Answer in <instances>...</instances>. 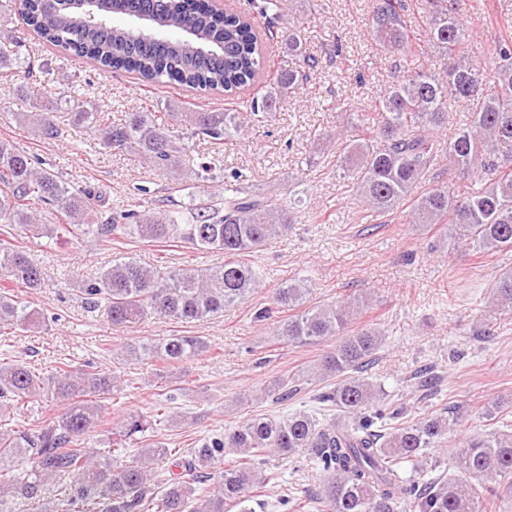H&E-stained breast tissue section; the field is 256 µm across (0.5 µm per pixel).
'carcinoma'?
<instances>
[{"mask_svg": "<svg viewBox=\"0 0 512 512\" xmlns=\"http://www.w3.org/2000/svg\"><path fill=\"white\" fill-rule=\"evenodd\" d=\"M415 4L428 14L426 45L436 53L437 67L390 74L383 95L357 113L350 132L339 134L338 170L375 216L410 198L413 223L429 229L452 224L477 254L512 249V36L495 38L487 69L464 27L466 0H367L376 50L415 54L406 20ZM286 8L287 0H253L271 38ZM114 15L146 19L149 29L113 26ZM22 18L62 54L156 86L233 92L253 85L268 63L251 17L214 9L209 0H26ZM25 47L22 37L0 40V67L34 74ZM288 52L302 64L277 66L268 90L252 98L251 115L269 114L278 95L310 79L316 59L303 48L295 25L288 27ZM462 100L478 107L460 112L456 103ZM41 108L33 96L27 110L6 118L34 136L55 139L61 132L57 113ZM63 116L90 130L101 147L137 156L176 182L224 179L222 199L191 196L158 208L121 207L98 224L102 195L70 187L14 142L0 140V224L45 240L41 247L61 238L107 243L137 237L224 252V264L204 270L115 259L84 288L91 307L105 304L115 327L149 314L190 322L222 315L260 287L263 274L240 256L287 236L291 216L269 199L243 192L240 170L226 166L221 175L210 163L191 166L184 137L170 130V123H180L228 157L243 134L244 113L169 112L165 122L154 112H131L120 124L99 111ZM450 126L454 131L444 143L438 134ZM46 212L55 221H47ZM0 274L30 290L43 284L42 270L27 252L2 239ZM308 282H282L256 319L274 322L275 335L294 345L339 338L318 365L322 379L335 380L318 395L329 411L322 419L305 410L257 415L196 448L155 443L128 461L127 445L136 434L174 419V393L157 394L152 419L125 418L112 429L111 448L101 451L86 444L105 425L101 409L116 387L114 372L63 362L50 368L0 363V410L38 400L57 406L40 426L0 430V512H255L256 493L269 483L278 488L272 508L286 510L290 497L281 474L265 473L264 465L270 455L292 459L298 453L322 476L315 503L327 512H487L503 493L512 494V425L461 441L444 460L432 455L457 424L460 406L407 418L367 374L385 336L367 326L351 328L367 299L310 305ZM489 305L495 315L512 314V272L490 284ZM43 323V314L0 287L1 325L33 331ZM209 352L201 337L178 335L125 349L133 360L170 365ZM298 387L291 377L261 392L284 403ZM228 456L234 464L226 467Z\"/></svg>", "mask_w": 512, "mask_h": 512, "instance_id": "cac0c4a2", "label": "carcinoma"}]
</instances>
